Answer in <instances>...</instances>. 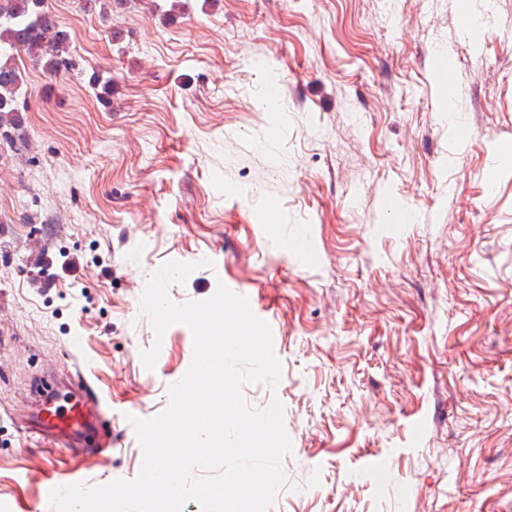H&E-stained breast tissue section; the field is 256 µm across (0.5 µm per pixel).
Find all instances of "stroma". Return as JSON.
<instances>
[{
    "label": "stroma",
    "instance_id": "stroma-1",
    "mask_svg": "<svg viewBox=\"0 0 512 512\" xmlns=\"http://www.w3.org/2000/svg\"><path fill=\"white\" fill-rule=\"evenodd\" d=\"M46 5L79 69L21 60L28 145L0 154V512L138 475L129 419L193 360L182 324L140 358L168 261L198 265L173 302L223 284L272 330L281 377L243 389L292 442L271 512H512V0L473 32L466 0ZM77 368L112 446L50 463L20 422ZM88 86L94 91L98 101L104 105L110 103L112 97V74L95 70L88 78Z\"/></svg>",
    "mask_w": 512,
    "mask_h": 512
}]
</instances>
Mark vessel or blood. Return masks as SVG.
I'll use <instances>...</instances> for the list:
<instances>
[{"label": "vessel or blood", "mask_w": 512, "mask_h": 512, "mask_svg": "<svg viewBox=\"0 0 512 512\" xmlns=\"http://www.w3.org/2000/svg\"><path fill=\"white\" fill-rule=\"evenodd\" d=\"M63 384L57 403L35 408L22 422V431L36 437L51 454L89 446L111 447L107 409L86 377L71 374Z\"/></svg>", "instance_id": "vessel-or-blood-1"}]
</instances>
